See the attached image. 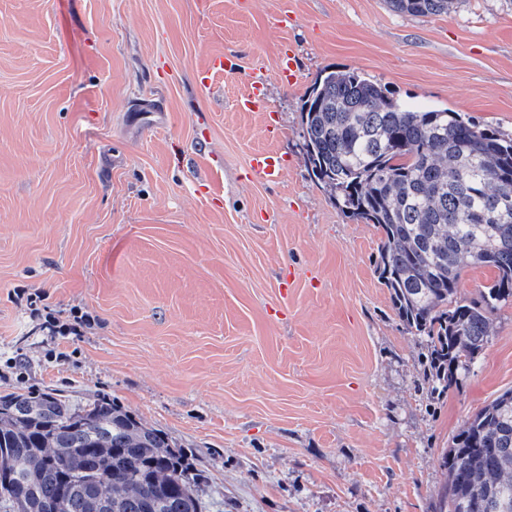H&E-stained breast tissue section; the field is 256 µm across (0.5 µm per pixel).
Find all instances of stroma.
Returning <instances> with one entry per match:
<instances>
[{
	"instance_id": "35a3bbf8",
	"label": "stroma",
	"mask_w": 512,
	"mask_h": 512,
	"mask_svg": "<svg viewBox=\"0 0 512 512\" xmlns=\"http://www.w3.org/2000/svg\"><path fill=\"white\" fill-rule=\"evenodd\" d=\"M217 53L237 66L200 91ZM328 68L511 134L512 0H0V395L113 399L191 455L205 512H436L442 451L512 389V299L430 395L380 231L306 165ZM257 72L264 109L240 111ZM261 151L279 181L251 173ZM77 310L82 336L45 328ZM391 8L399 13L414 16L448 14L459 0H387ZM250 166L266 182H276L285 169L280 158L269 153H256L250 160Z\"/></svg>"
}]
</instances>
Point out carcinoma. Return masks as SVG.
<instances>
[{
    "label": "carcinoma",
    "mask_w": 512,
    "mask_h": 512,
    "mask_svg": "<svg viewBox=\"0 0 512 512\" xmlns=\"http://www.w3.org/2000/svg\"><path fill=\"white\" fill-rule=\"evenodd\" d=\"M459 0H388L399 13ZM307 166L348 217L381 233L376 272L406 328L427 341L441 395L492 336L512 298V136L451 110L417 109L356 70L325 71L306 93ZM496 270L479 298L464 271ZM439 512H512V390L467 421L441 456ZM196 467L164 430L105 396L0 395V512H204Z\"/></svg>",
    "instance_id": "obj_1"
}]
</instances>
